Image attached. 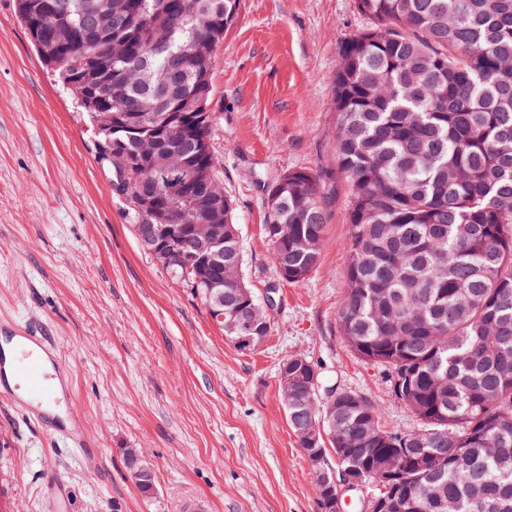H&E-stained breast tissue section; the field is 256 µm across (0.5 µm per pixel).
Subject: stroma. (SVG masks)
<instances>
[{"instance_id":"1","label":"stroma","mask_w":512,"mask_h":512,"mask_svg":"<svg viewBox=\"0 0 512 512\" xmlns=\"http://www.w3.org/2000/svg\"><path fill=\"white\" fill-rule=\"evenodd\" d=\"M354 0H239L215 53L213 146L235 203L243 277L273 293L271 333L234 345L188 288L140 246L93 149L90 126L0 0V319L56 346L94 455L43 435L0 397V512H51L57 479L66 512H320L316 474L279 396L281 361L300 355L325 382L356 389L382 422L415 417L388 394L382 366L342 336L350 236L348 187L336 171L334 92L342 44L366 27ZM313 171L328 200L321 259L282 281L262 226L265 188ZM154 465L144 496L121 451Z\"/></svg>"}]
</instances>
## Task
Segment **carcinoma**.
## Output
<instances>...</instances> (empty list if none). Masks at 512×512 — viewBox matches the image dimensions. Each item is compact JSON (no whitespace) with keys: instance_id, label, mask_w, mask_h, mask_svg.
<instances>
[{"instance_id":"1","label":"carcinoma","mask_w":512,"mask_h":512,"mask_svg":"<svg viewBox=\"0 0 512 512\" xmlns=\"http://www.w3.org/2000/svg\"><path fill=\"white\" fill-rule=\"evenodd\" d=\"M39 0H16L33 42L52 22L78 28L66 49L43 53L83 110L125 114L157 91L139 75L142 56L156 77L187 55L201 34L203 0H131L136 24L119 33L133 56L123 60L108 40L83 28L89 0H53L55 15L37 12ZM214 16L229 27L238 0H215ZM369 27L341 46L336 75L334 140L336 168L349 187L351 235L347 245V290L338 312L348 345L362 359L387 371L392 397L431 434L427 468L419 470L411 436L382 424L381 409L366 395L330 386L322 394L320 373L299 370L279 386L288 423L308 458L333 454L335 469L350 464V449L364 483L378 484L382 458L400 454L405 467L397 499L410 496L415 512H444L438 491L456 512H512V0H355ZM111 78L101 101L89 90L85 66ZM189 90L204 109L189 129L193 140L213 133L212 81L186 68ZM135 129L94 135L98 159L112 179V193L128 204L135 231L161 229L195 216L224 225L220 261L176 263L172 279L190 288L232 342L231 313L246 314L260 300L251 288L233 286L242 277L243 255L233 199L224 187V210L197 212L195 197L161 204L147 214L140 202L145 171L127 167L152 131ZM193 167L223 177L215 155L187 152ZM269 223L264 236L280 279L299 283L318 265L326 233V203L319 177L289 170L265 189ZM224 277L223 317L212 307L208 282ZM348 394L364 400L336 418L328 441L308 443L305 430L329 424L331 404Z\"/></svg>"}]
</instances>
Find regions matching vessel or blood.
I'll list each match as a JSON object with an SVG mask.
<instances>
[{
    "instance_id": "obj_1",
    "label": "vessel or blood",
    "mask_w": 512,
    "mask_h": 512,
    "mask_svg": "<svg viewBox=\"0 0 512 512\" xmlns=\"http://www.w3.org/2000/svg\"><path fill=\"white\" fill-rule=\"evenodd\" d=\"M60 369L55 349L42 337L11 322L0 324V395L16 402L49 436L81 452L87 446L84 429L62 413L72 396L66 384L55 380Z\"/></svg>"
}]
</instances>
